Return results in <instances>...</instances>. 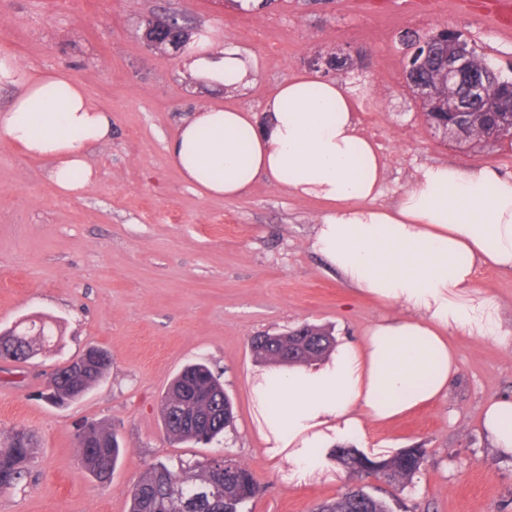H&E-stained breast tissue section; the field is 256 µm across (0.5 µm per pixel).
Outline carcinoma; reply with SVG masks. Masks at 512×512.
Wrapping results in <instances>:
<instances>
[{"label": "carcinoma", "mask_w": 512, "mask_h": 512, "mask_svg": "<svg viewBox=\"0 0 512 512\" xmlns=\"http://www.w3.org/2000/svg\"><path fill=\"white\" fill-rule=\"evenodd\" d=\"M313 349L307 363L322 360L333 347L335 338L330 330L310 326ZM53 336L51 328L42 325L22 336H0V347L15 360H26L34 352L33 342L42 343ZM252 352L263 363L277 364L274 347L252 337ZM57 395L74 400L68 370L50 374ZM163 429L173 442H210L230 427L234 419L233 404L224 392L220 377L203 363L189 364L172 380L160 405ZM90 437L79 438L78 457L97 480L102 470L87 463L91 456L100 458L109 471H114L120 455L116 437L106 428L89 425ZM337 460L349 470L360 485L345 489L331 501L321 504L315 512H392L389 503L366 489L363 481L373 477L395 488H403L420 472L426 458L423 448H404L382 459H371L354 449L339 448ZM35 459L33 436L25 429L12 430L6 443L0 444V493L19 486L30 474ZM260 484L254 470L245 464L214 457L205 464L177 466L163 463L146 469L130 491V512H242L245 505L259 492Z\"/></svg>", "instance_id": "1"}]
</instances>
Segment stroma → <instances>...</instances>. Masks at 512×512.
Listing matches in <instances>:
<instances>
[{
  "instance_id": "obj_1",
  "label": "stroma",
  "mask_w": 512,
  "mask_h": 512,
  "mask_svg": "<svg viewBox=\"0 0 512 512\" xmlns=\"http://www.w3.org/2000/svg\"><path fill=\"white\" fill-rule=\"evenodd\" d=\"M181 11L212 39L252 54L258 74L244 90L191 87L179 59L139 38L149 15ZM449 27L496 66L512 63V33L475 10L450 7L415 22L387 0H268L258 12L218 9L213 0H0V49L24 65L59 68L112 112V139L87 158L95 180L58 192L43 162L0 143V331L27 316L51 320L56 336L21 363L0 362V437L23 427L37 459L23 485L0 493V512H129V490L149 464L249 465L260 482L248 512H314L352 482L334 458L321 472L294 474L257 431L249 340L305 323L360 338L395 307L354 294L310 246L319 202L261 180L233 200L190 189L165 144L177 123L203 104L260 111L267 96L313 58L350 54L330 71L353 97L359 131L386 164L379 199L388 205L418 168L488 164L512 174V146L457 143L434 134L404 77L401 39ZM502 331L512 332V272L482 269ZM460 373L448 392L349 447L388 456L422 448L426 459L401 490L367 478L394 512H512V455L492 448L483 408L512 396V345L494 337H452ZM96 346L112 365L101 384L63 406L42 397L54 367ZM205 362L224 384L235 421L208 444L164 435L162 397L186 364ZM102 423L122 452L111 482L81 465L76 437Z\"/></svg>"
}]
</instances>
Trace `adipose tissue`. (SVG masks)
I'll use <instances>...</instances> for the list:
<instances>
[{"mask_svg": "<svg viewBox=\"0 0 512 512\" xmlns=\"http://www.w3.org/2000/svg\"><path fill=\"white\" fill-rule=\"evenodd\" d=\"M182 74L214 90L251 84L256 63L230 47L189 52ZM0 140L47 164L57 191L89 184V147L112 137V113L93 105L67 71L20 64L0 51ZM170 162L201 195L233 199L256 181L325 205L313 250L352 288L400 307L402 316L337 340L324 360L258 369L251 388L258 430L301 474L321 466L320 451L362 438L367 425L394 418L448 390L459 373L449 335H473L492 305L478 298L479 268L512 269V175L488 166L421 167L410 187L380 205L385 160L359 132L348 91L303 71L279 84L262 114L207 106L190 112L166 144ZM483 428L512 453V399L490 402Z\"/></svg>", "mask_w": 512, "mask_h": 512, "instance_id": "ef3b65f1", "label": "adipose tissue"}]
</instances>
